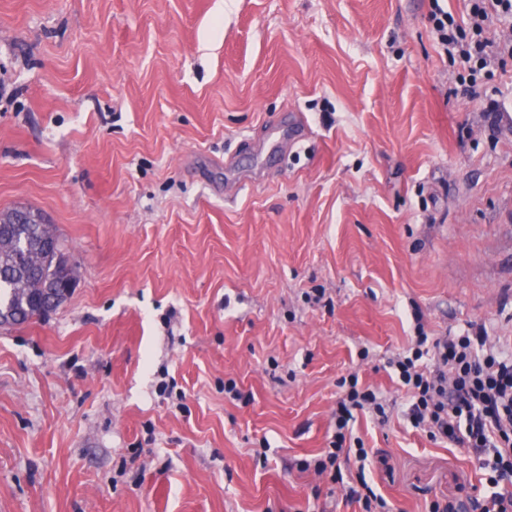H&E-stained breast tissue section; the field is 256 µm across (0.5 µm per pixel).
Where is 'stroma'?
<instances>
[{
  "mask_svg": "<svg viewBox=\"0 0 512 512\" xmlns=\"http://www.w3.org/2000/svg\"><path fill=\"white\" fill-rule=\"evenodd\" d=\"M429 12L0 0V210L77 264L0 327V512H355L298 467L340 379L403 404L420 328L512 354V59L466 94ZM355 431L394 512L488 489L401 416Z\"/></svg>",
  "mask_w": 512,
  "mask_h": 512,
  "instance_id": "obj_1",
  "label": "stroma"
}]
</instances>
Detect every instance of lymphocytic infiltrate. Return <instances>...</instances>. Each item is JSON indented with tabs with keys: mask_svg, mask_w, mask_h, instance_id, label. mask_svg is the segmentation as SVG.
Here are the masks:
<instances>
[{
	"mask_svg": "<svg viewBox=\"0 0 512 512\" xmlns=\"http://www.w3.org/2000/svg\"><path fill=\"white\" fill-rule=\"evenodd\" d=\"M433 31L445 54L457 66V81L472 93L481 71L512 57V40L485 37L492 15L512 16V0H470L466 20L430 0ZM387 366L404 388L410 426L425 431L431 440L471 449L480 469L487 471L488 495L475 501L476 512H512V493L498 486L512 478V359L499 344L486 337L431 338L418 332L412 346L391 357ZM342 396L336 403L335 430L314 461H301V470L343 481V468L355 471L346 499L362 512H392L389 501L365 477L369 450L350 427L356 413L387 421L392 408L376 390L364 385L357 373L340 381Z\"/></svg>",
	"mask_w": 512,
	"mask_h": 512,
	"instance_id": "lymphocytic-infiltrate-1",
	"label": "lymphocytic infiltrate"
}]
</instances>
